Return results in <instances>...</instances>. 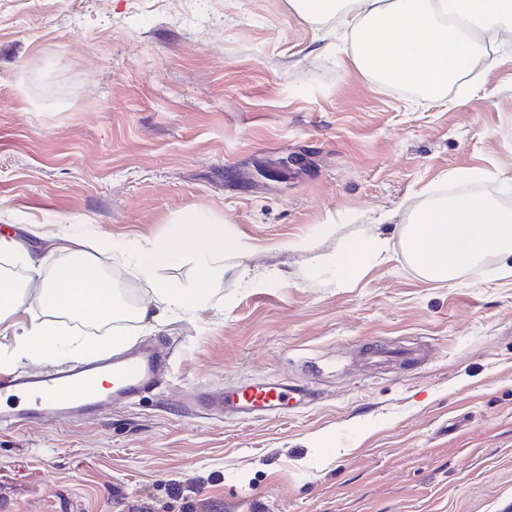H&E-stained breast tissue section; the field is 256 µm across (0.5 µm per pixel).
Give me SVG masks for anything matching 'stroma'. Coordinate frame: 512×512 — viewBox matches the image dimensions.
I'll use <instances>...</instances> for the list:
<instances>
[{
	"mask_svg": "<svg viewBox=\"0 0 512 512\" xmlns=\"http://www.w3.org/2000/svg\"><path fill=\"white\" fill-rule=\"evenodd\" d=\"M508 177L511 46L431 100L289 0H0V232L92 238L138 305L113 242L198 209L245 245L194 312L68 321L168 362L130 407L0 430V512H512V278L490 259L428 282L401 246L429 198L512 208ZM376 236L390 260L349 268ZM262 381L314 401L253 420L197 402Z\"/></svg>",
	"mask_w": 512,
	"mask_h": 512,
	"instance_id": "35a3bbf8",
	"label": "stroma"
}]
</instances>
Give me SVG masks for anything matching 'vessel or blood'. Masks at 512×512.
I'll list each match as a JSON object with an SVG mask.
<instances>
[{
    "mask_svg": "<svg viewBox=\"0 0 512 512\" xmlns=\"http://www.w3.org/2000/svg\"><path fill=\"white\" fill-rule=\"evenodd\" d=\"M162 358L152 349L134 347L119 350L112 358L79 363L64 372L41 374H0V395L22 399L18 411L20 420L42 422L44 414H51L58 425L95 416L104 404L125 406L136 400L146 389L155 385L161 370ZM112 377L109 391H98L94 386L97 376ZM81 380L85 388L77 395L65 391L72 379ZM307 389L285 384H258L247 386L233 395H211L208 405L221 409L232 408L237 413L251 416L286 415L288 410L307 402Z\"/></svg>",
    "mask_w": 512,
    "mask_h": 512,
    "instance_id": "b4317fda",
    "label": "vessel or blood"
}]
</instances>
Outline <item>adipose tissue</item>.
I'll list each match as a JSON object with an SVG mask.
<instances>
[{
	"label": "adipose tissue",
	"instance_id": "obj_1",
	"mask_svg": "<svg viewBox=\"0 0 512 512\" xmlns=\"http://www.w3.org/2000/svg\"><path fill=\"white\" fill-rule=\"evenodd\" d=\"M291 5L306 20L349 28L353 58L364 72L393 88L420 85L431 98L471 75L489 48L512 42V0H291ZM202 221L200 211H187L163 243L125 247L152 290L150 303L132 309L113 288L89 240L59 235L47 256L15 237L0 236V257L38 275L40 306L39 312H26L24 288L8 273L0 274V332L12 339L0 351V365L36 355L79 359L108 348L105 340L70 336L57 323L61 317L110 322L131 316L150 324L205 304L211 283L230 270L225 256L241 253L242 245L201 230ZM403 248L427 281H456L490 257L498 260L501 276H511L512 209L476 193L431 198L406 225ZM186 251L195 261L194 285L158 281L157 268Z\"/></svg>",
	"mask_w": 512,
	"mask_h": 512
}]
</instances>
